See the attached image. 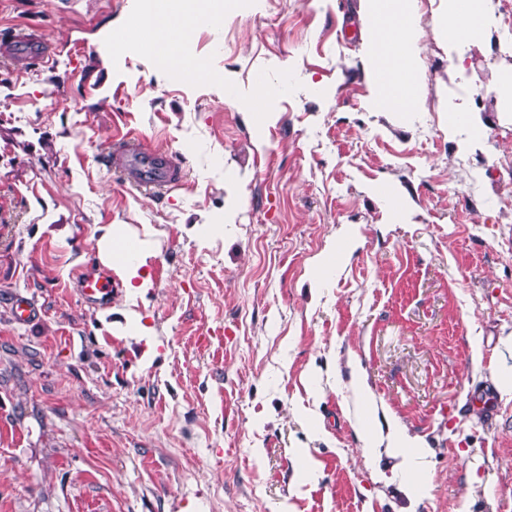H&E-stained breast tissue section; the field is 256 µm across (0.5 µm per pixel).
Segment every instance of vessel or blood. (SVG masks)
Here are the masks:
<instances>
[{"label":"vessel or blood","instance_id":"1","mask_svg":"<svg viewBox=\"0 0 512 512\" xmlns=\"http://www.w3.org/2000/svg\"><path fill=\"white\" fill-rule=\"evenodd\" d=\"M55 53V48L44 37L20 29L0 38V55L22 66H51ZM111 161L125 183L158 196L179 185L184 178L181 161L176 155L153 151L133 136L114 139ZM75 292L81 303L97 307L110 305L114 288L109 270L86 265L75 276Z\"/></svg>","mask_w":512,"mask_h":512}]
</instances>
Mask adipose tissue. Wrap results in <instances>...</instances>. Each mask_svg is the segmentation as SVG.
Instances as JSON below:
<instances>
[{
    "label": "adipose tissue",
    "instance_id": "obj_1",
    "mask_svg": "<svg viewBox=\"0 0 512 512\" xmlns=\"http://www.w3.org/2000/svg\"><path fill=\"white\" fill-rule=\"evenodd\" d=\"M491 9L492 0H440L432 17L433 28L444 47L463 42L479 49L489 34ZM212 17L207 0H197L190 12L183 0H155L153 11L139 15L133 27L146 34L152 46L165 47L175 58L191 31ZM357 20L365 39L362 63L375 108L398 113L423 109L425 100L419 86V0H358ZM126 240L124 232L109 227L97 239L96 253L99 262L119 274L131 293L136 294L150 285L142 271L148 252L141 247L135 254L124 255ZM419 445L418 438L397 429L386 435L366 432L362 449L369 457L384 448L392 450L410 468Z\"/></svg>",
    "mask_w": 512,
    "mask_h": 512
}]
</instances>
